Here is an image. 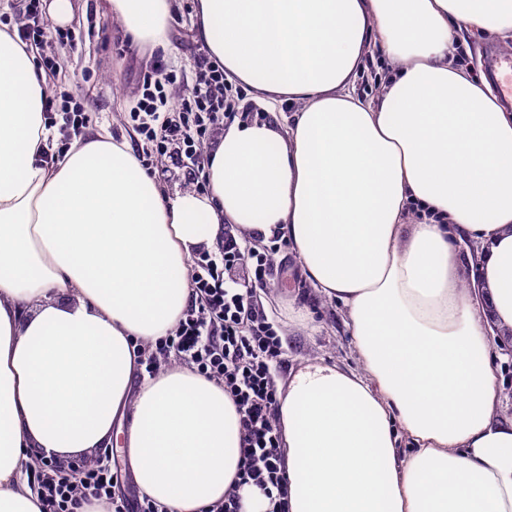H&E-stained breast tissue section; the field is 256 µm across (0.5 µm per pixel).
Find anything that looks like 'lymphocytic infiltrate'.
<instances>
[{
	"label": "lymphocytic infiltrate",
	"instance_id": "1",
	"mask_svg": "<svg viewBox=\"0 0 512 512\" xmlns=\"http://www.w3.org/2000/svg\"><path fill=\"white\" fill-rule=\"evenodd\" d=\"M178 80L175 71L156 64L144 77L129 117L152 153L166 154L169 145H182L186 158L204 168V140L227 116L224 70L199 57L195 80L187 94L169 98L166 86ZM49 126L58 129L61 144H69L88 123L84 104L64 95L45 104ZM243 233L225 225L217 254H198L191 265L193 301L176 328L159 337L143 353L149 375L184 365L223 388L239 415L240 465L223 501L209 512H242L244 488L258 489L269 501L268 512H288V481L278 427L277 374L286 351L282 327L269 319L257 292L278 275L282 264L275 250L241 247ZM245 265L251 276L244 287L224 281L225 269ZM43 512H78L82 505L106 499L112 512H158L148 497L135 505L117 495L118 473L110 460L95 467L70 469L57 460H37L29 466Z\"/></svg>",
	"mask_w": 512,
	"mask_h": 512
}]
</instances>
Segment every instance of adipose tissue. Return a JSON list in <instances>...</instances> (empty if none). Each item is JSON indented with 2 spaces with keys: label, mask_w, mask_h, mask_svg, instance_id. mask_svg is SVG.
Returning a JSON list of instances; mask_svg holds the SVG:
<instances>
[{
  "label": "adipose tissue",
  "mask_w": 512,
  "mask_h": 512,
  "mask_svg": "<svg viewBox=\"0 0 512 512\" xmlns=\"http://www.w3.org/2000/svg\"><path fill=\"white\" fill-rule=\"evenodd\" d=\"M176 5L106 11L164 48ZM192 25L269 111L302 103L284 124L230 126L203 194L169 193L100 134L46 162L50 90L0 27V512H41L23 462L111 443L160 512L223 499L232 401L187 368L139 376L137 349L176 326L192 258L228 224L287 239L345 307L361 364L308 365L280 395L289 512H512L488 337L512 330V112L456 64L462 33L512 40V0H196ZM373 46L397 67L364 102L346 84Z\"/></svg>",
  "instance_id": "1"
}]
</instances>
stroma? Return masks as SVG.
<instances>
[{"mask_svg": "<svg viewBox=\"0 0 512 512\" xmlns=\"http://www.w3.org/2000/svg\"><path fill=\"white\" fill-rule=\"evenodd\" d=\"M193 4L194 0H180L170 26L171 48L164 53L147 44L130 48L106 19L104 0H73L74 17L67 26L71 42L64 46L48 42L39 53L57 61L55 70L45 75L53 96L66 92L83 99L90 116L87 134L105 131L116 140L139 142L129 118L130 102L154 60H162L176 73L193 76L194 60L205 50L191 24ZM260 297L268 316L288 314L283 338L286 364L277 381L279 389H286L292 376L312 362L359 370L341 304L320 297L304 279L286 275L271 280Z\"/></svg>", "mask_w": 512, "mask_h": 512, "instance_id": "35a3bbf8", "label": "stroma"}]
</instances>
